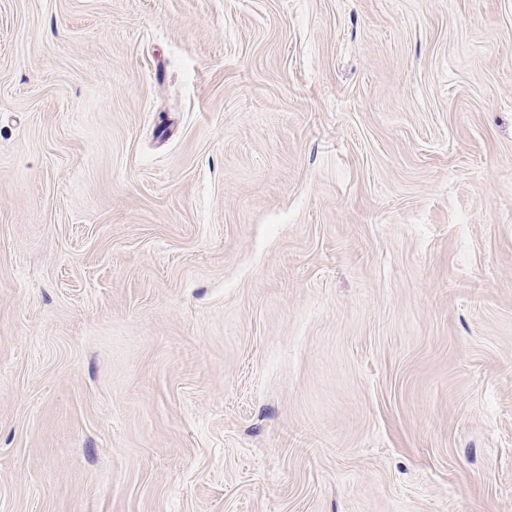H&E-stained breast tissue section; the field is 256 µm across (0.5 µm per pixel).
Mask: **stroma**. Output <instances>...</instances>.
Masks as SVG:
<instances>
[{"instance_id":"35a3bbf8","label":"stroma","mask_w":512,"mask_h":512,"mask_svg":"<svg viewBox=\"0 0 512 512\" xmlns=\"http://www.w3.org/2000/svg\"><path fill=\"white\" fill-rule=\"evenodd\" d=\"M0 512H512V0H0Z\"/></svg>"}]
</instances>
